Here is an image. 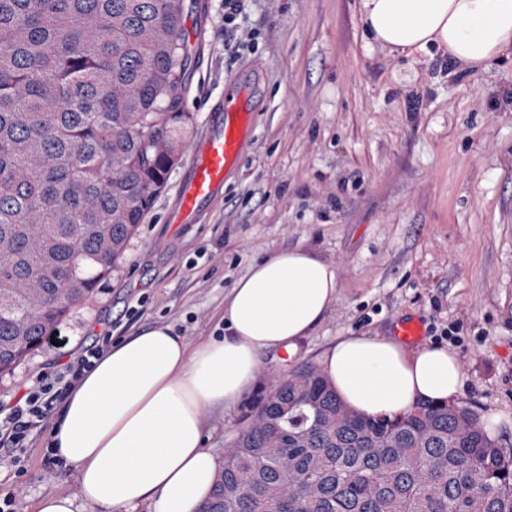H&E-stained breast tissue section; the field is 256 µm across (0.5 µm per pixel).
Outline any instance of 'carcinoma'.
Returning <instances> with one entry per match:
<instances>
[{"label": "carcinoma", "instance_id": "1", "mask_svg": "<svg viewBox=\"0 0 512 512\" xmlns=\"http://www.w3.org/2000/svg\"><path fill=\"white\" fill-rule=\"evenodd\" d=\"M186 0H0V371L124 255L178 160ZM201 512H512V449L458 403L348 411L305 365Z\"/></svg>", "mask_w": 512, "mask_h": 512}]
</instances>
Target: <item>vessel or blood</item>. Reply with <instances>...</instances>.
I'll list each match as a JSON object with an SVG mask.
<instances>
[{
	"label": "vessel or blood",
	"mask_w": 512,
	"mask_h": 512,
	"mask_svg": "<svg viewBox=\"0 0 512 512\" xmlns=\"http://www.w3.org/2000/svg\"><path fill=\"white\" fill-rule=\"evenodd\" d=\"M209 111V130L190 150L176 203L168 215L170 223H198L206 207L220 197L228 174L239 165L251 139L252 111L245 90L230 86Z\"/></svg>",
	"instance_id": "vessel-or-blood-1"
}]
</instances>
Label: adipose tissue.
<instances>
[{
	"label": "adipose tissue",
	"instance_id": "obj_1",
	"mask_svg": "<svg viewBox=\"0 0 512 512\" xmlns=\"http://www.w3.org/2000/svg\"><path fill=\"white\" fill-rule=\"evenodd\" d=\"M372 40L416 58L437 48L458 71L477 72L512 54V0H362ZM338 294L335 267L298 245L253 263L224 300L225 335L189 347L155 326L114 345L66 399L51 441L97 512H199L219 458L204 445V420L232 407L257 382L261 356L295 353ZM320 371L351 410L395 417L416 403L455 401L464 387L456 353L411 349L387 335L339 337Z\"/></svg>",
	"mask_w": 512,
	"mask_h": 512
}]
</instances>
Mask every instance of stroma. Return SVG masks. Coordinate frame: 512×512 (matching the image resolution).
Returning a JSON list of instances; mask_svg holds the SVG:
<instances>
[{"instance_id":"35a3bbf8","label":"stroma","mask_w":512,"mask_h":512,"mask_svg":"<svg viewBox=\"0 0 512 512\" xmlns=\"http://www.w3.org/2000/svg\"><path fill=\"white\" fill-rule=\"evenodd\" d=\"M361 0H241L235 33L224 0L187 10L192 56L184 109L192 139L227 85L255 86L253 136L240 165L195 224L168 212L188 165L181 155L125 255L69 311L64 345L0 372V401L54 376L96 336L119 343L165 325L189 346L223 333L224 299L253 262L305 245L333 263L338 297L294 355L263 354L255 390L210 412L206 445L223 454L278 378L318 363L336 338L388 335L419 320L418 345L462 364L459 397L512 447V57L474 74L439 56L389 52L361 25ZM255 32L258 48L239 43ZM50 437L31 436L25 474L0 471V498L22 512L60 492L92 512L72 468L48 467Z\"/></svg>"}]
</instances>
